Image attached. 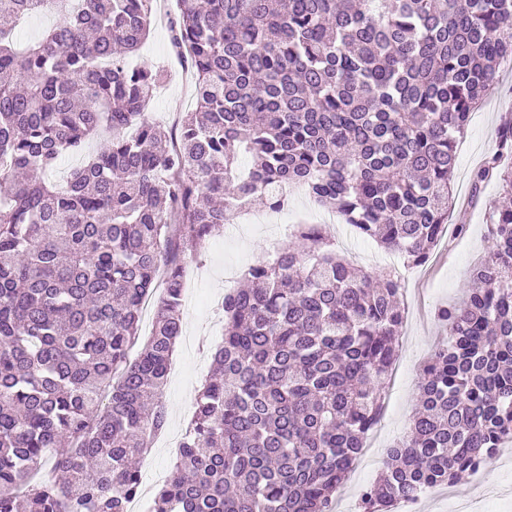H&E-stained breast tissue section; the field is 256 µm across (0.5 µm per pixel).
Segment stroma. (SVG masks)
I'll list each match as a JSON object with an SVG mask.
<instances>
[{"instance_id":"35a3bbf8","label":"stroma","mask_w":512,"mask_h":512,"mask_svg":"<svg viewBox=\"0 0 512 512\" xmlns=\"http://www.w3.org/2000/svg\"><path fill=\"white\" fill-rule=\"evenodd\" d=\"M168 20H154L151 33L132 62L162 67L163 82L147 106L149 117L171 124L176 111H190L195 104L190 75L170 51ZM512 119V62L503 61L497 84L470 118L457 146L453 182L455 203L448 223L429 262L406 268L401 301L404 321L397 357L384 395V410L378 425L364 446L336 494L333 512H357L362 489L376 482L385 470L388 450L409 432L416 408L419 371L430 353L448 339L438 320L440 308L461 302L471 286L470 271L488 255V210L500 194L498 178L485 182L480 195H473L471 174L497 149L498 127ZM263 204H254L242 215L241 225L216 228L211 238L189 258L184 285L191 299L182 305L183 333L171 362L164 401L168 412V431L185 434L193 415L194 398L208 375L211 351L222 341L223 329L216 326L208 306L224 289L225 264L264 258L279 229ZM329 231L336 251L365 272L380 274L384 248L363 238L345 223L332 224ZM177 451L153 447L141 463V492L144 506H151L163 480L169 477ZM486 489L498 493L491 503L493 512H512V464L501 455L487 458L475 473L454 484L432 488L418 504L416 512H450L454 503L479 497Z\"/></svg>"}]
</instances>
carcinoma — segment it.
Here are the masks:
<instances>
[{"instance_id": "cac0c4a2", "label": "carcinoma", "mask_w": 512, "mask_h": 512, "mask_svg": "<svg viewBox=\"0 0 512 512\" xmlns=\"http://www.w3.org/2000/svg\"><path fill=\"white\" fill-rule=\"evenodd\" d=\"M195 108H145L131 67L156 0H0V512H128L134 461L167 428L185 261L261 198L301 187L425 264L453 203L456 144L512 56V0H176ZM58 22L22 49L17 21ZM107 133L66 185L46 172ZM512 124L493 249L424 364L408 436L361 495L392 512L512 440ZM163 296L138 358L143 305ZM224 297V341L152 512H330L377 425L403 324L391 271L358 274L320 224Z\"/></svg>"}]
</instances>
